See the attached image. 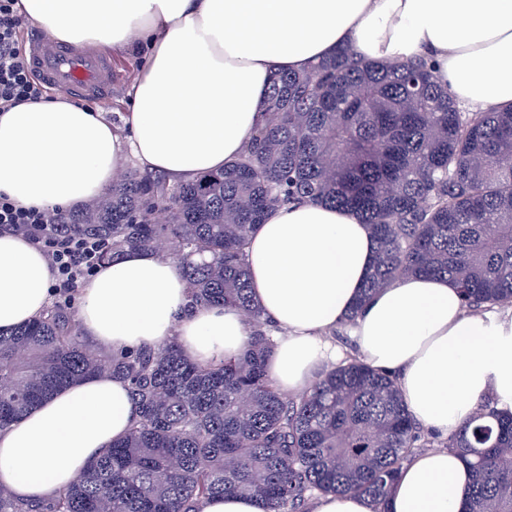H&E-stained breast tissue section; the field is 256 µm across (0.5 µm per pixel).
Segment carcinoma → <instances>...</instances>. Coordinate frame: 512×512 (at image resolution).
Returning a JSON list of instances; mask_svg holds the SVG:
<instances>
[{"mask_svg":"<svg viewBox=\"0 0 512 512\" xmlns=\"http://www.w3.org/2000/svg\"><path fill=\"white\" fill-rule=\"evenodd\" d=\"M349 210L376 252L364 296L403 276L446 277L467 308L512 305V108L462 112L422 58L346 49L271 79L263 119L219 172L172 182L131 170L49 233L92 236L100 264L164 245L196 307L237 309L248 337L216 363L160 349L87 347L74 297L0 330V429L80 379L110 373L138 409L68 488L38 502L0 485V512H200L225 495L306 512L316 494L385 502L422 435L394 379L350 356L287 398L267 371L273 326L244 264L256 225L291 202ZM470 468L464 512H512V416L486 402L448 437Z\"/></svg>","mask_w":512,"mask_h":512,"instance_id":"obj_1","label":"carcinoma"}]
</instances>
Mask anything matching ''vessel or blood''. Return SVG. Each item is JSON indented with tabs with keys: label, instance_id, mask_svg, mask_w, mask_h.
I'll list each match as a JSON object with an SVG mask.
<instances>
[{
	"label": "vessel or blood",
	"instance_id": "obj_1",
	"mask_svg": "<svg viewBox=\"0 0 512 512\" xmlns=\"http://www.w3.org/2000/svg\"><path fill=\"white\" fill-rule=\"evenodd\" d=\"M29 63L40 81L54 91L97 98L112 91V63L78 53L43 37L28 40Z\"/></svg>",
	"mask_w": 512,
	"mask_h": 512
}]
</instances>
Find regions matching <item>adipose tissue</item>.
Here are the masks:
<instances>
[{
  "label": "adipose tissue",
  "instance_id": "obj_1",
  "mask_svg": "<svg viewBox=\"0 0 512 512\" xmlns=\"http://www.w3.org/2000/svg\"><path fill=\"white\" fill-rule=\"evenodd\" d=\"M46 38L75 49L147 54L122 126L61 100L0 113V195L21 207L99 198L127 158L189 179L236 160L260 122L271 76L308 70L351 48L387 62L428 57L462 105L512 106V0H20ZM374 241L355 214L314 202L282 206L246 249L253 299L279 329L269 370L281 392L309 391L336 358L325 337L352 307L361 359L394 374L412 416L445 435L487 398L512 415V308L469 315L447 279L409 276L362 299ZM54 275L27 237L0 234V329L50 306ZM177 262L132 250L81 287L78 318L120 353L177 341L196 362L241 353L231 307L188 310ZM138 411L123 380L95 375L0 429V484L23 500L72 485ZM471 472L452 450L414 455L387 512H462Z\"/></svg>",
  "mask_w": 512,
  "mask_h": 512
}]
</instances>
